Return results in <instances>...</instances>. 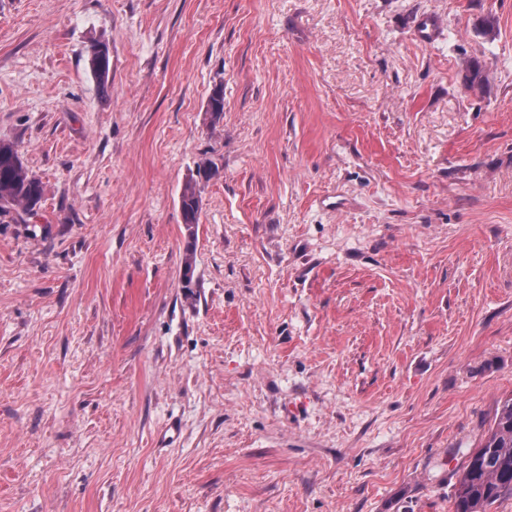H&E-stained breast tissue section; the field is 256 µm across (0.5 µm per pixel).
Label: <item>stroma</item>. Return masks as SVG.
I'll list each match as a JSON object with an SVG mask.
<instances>
[{"label":"stroma","instance_id":"obj_1","mask_svg":"<svg viewBox=\"0 0 512 512\" xmlns=\"http://www.w3.org/2000/svg\"><path fill=\"white\" fill-rule=\"evenodd\" d=\"M1 139L0 512H449L512 395V0H0ZM89 64L100 93L109 95L112 92V62L105 42L99 41L93 45ZM42 199V184L24 167L17 146L0 140V210L20 207L31 213ZM197 186L198 182L196 179H190L184 185L180 196L183 224L186 225L190 234L193 233V227L198 224V214L201 205L200 191L197 190Z\"/></svg>","mask_w":512,"mask_h":512}]
</instances>
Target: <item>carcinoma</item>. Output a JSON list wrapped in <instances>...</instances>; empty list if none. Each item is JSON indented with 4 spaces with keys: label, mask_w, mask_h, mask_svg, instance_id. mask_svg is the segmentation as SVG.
Segmentation results:
<instances>
[{
    "label": "carcinoma",
    "mask_w": 512,
    "mask_h": 512,
    "mask_svg": "<svg viewBox=\"0 0 512 512\" xmlns=\"http://www.w3.org/2000/svg\"><path fill=\"white\" fill-rule=\"evenodd\" d=\"M90 69L101 94L112 92V62L106 43L91 50ZM210 123L223 119L222 88L213 90L207 104ZM198 182L190 179L183 187L180 208L183 224L192 230L198 224L201 198ZM42 199V184L24 167L17 146L0 140V210L19 207L31 213ZM451 512H491L496 504L512 499V395L497 403L488 428L478 445L469 449L463 467L455 473L451 490Z\"/></svg>",
    "instance_id": "carcinoma-1"
}]
</instances>
